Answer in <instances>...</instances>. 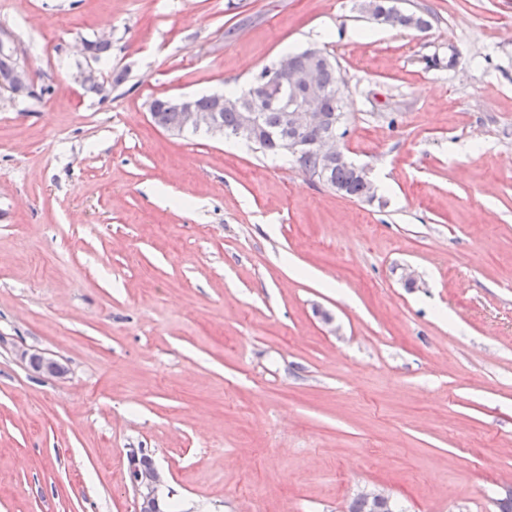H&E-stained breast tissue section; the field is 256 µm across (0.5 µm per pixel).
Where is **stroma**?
<instances>
[{"label":"stroma","instance_id":"1","mask_svg":"<svg viewBox=\"0 0 512 512\" xmlns=\"http://www.w3.org/2000/svg\"><path fill=\"white\" fill-rule=\"evenodd\" d=\"M399 6L430 29L361 0H0L30 85L0 86V512H135L132 448L174 512L512 495V0ZM309 47L373 198L151 120ZM92 66L126 79L101 96Z\"/></svg>","mask_w":512,"mask_h":512}]
</instances>
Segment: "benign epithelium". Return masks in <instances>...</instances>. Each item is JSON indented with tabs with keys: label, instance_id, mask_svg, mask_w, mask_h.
<instances>
[{
	"label": "benign epithelium",
	"instance_id": "1",
	"mask_svg": "<svg viewBox=\"0 0 512 512\" xmlns=\"http://www.w3.org/2000/svg\"><path fill=\"white\" fill-rule=\"evenodd\" d=\"M319 50L311 48L299 55L286 54L269 69L268 75L261 77L252 86L249 95L259 101L275 98L283 87H288V104L286 105V126L293 132L288 138L290 150L296 154L311 155L320 164L346 160L344 151L339 147V137L335 124L328 122L322 109L325 90L321 84ZM170 103L179 112L180 125L170 129L178 135L186 129L206 130L213 135L223 134L218 114L224 110L240 112L238 136L253 138L258 128V114L255 108L245 105L243 97H226L215 93L211 95V107L207 111L198 109L193 96H172ZM313 128L321 129L320 137L314 142H307L299 133ZM129 478L135 492L137 510L148 506L157 498V492L163 484L161 472L156 469H140L129 465Z\"/></svg>",
	"mask_w": 512,
	"mask_h": 512
}]
</instances>
